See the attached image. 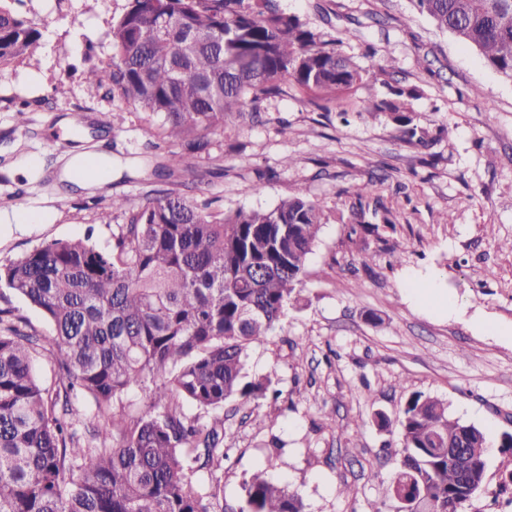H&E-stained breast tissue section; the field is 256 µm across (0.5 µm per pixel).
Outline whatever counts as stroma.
<instances>
[{
	"label": "stroma",
	"mask_w": 512,
	"mask_h": 512,
	"mask_svg": "<svg viewBox=\"0 0 512 512\" xmlns=\"http://www.w3.org/2000/svg\"><path fill=\"white\" fill-rule=\"evenodd\" d=\"M275 4L320 40L341 38L361 67L381 64L384 82L417 89L409 115L430 142L405 141L391 115L365 109L384 82L317 105L291 87L259 101L256 116L226 124L191 171L157 179L153 167L175 149L155 134L161 117L86 79L111 66V25L128 0H20L41 50L0 72V213L36 208L50 220L0 232V265L56 239L88 235L111 249L126 216L116 211L104 223L99 215L115 197L132 207L150 190L170 189L222 215L268 209L304 189L326 220L300 299L247 362L250 377L270 378L280 396L225 405L214 506L239 499L263 470L306 512H395L399 433L378 427L375 413L396 417L418 391L491 439L512 431V82L412 0ZM70 152L110 161L111 179L69 184L62 158ZM369 181L395 221L374 234L353 229V189ZM412 281L432 282L458 312L409 299ZM511 472L512 452L492 449L484 487L462 512H512V495L497 492ZM345 484L355 495L342 494Z\"/></svg>",
	"instance_id": "35a3bbf8"
}]
</instances>
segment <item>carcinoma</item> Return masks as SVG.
I'll list each match as a JSON object with an SVG mask.
<instances>
[{
  "label": "carcinoma",
  "mask_w": 512,
  "mask_h": 512,
  "mask_svg": "<svg viewBox=\"0 0 512 512\" xmlns=\"http://www.w3.org/2000/svg\"><path fill=\"white\" fill-rule=\"evenodd\" d=\"M0 0V70L33 57L40 32ZM438 28L478 49L512 81V0H413ZM206 40L189 52L188 34ZM113 62L90 84L163 116L162 134L185 151L167 175L209 153L210 136L261 98L293 83L314 97L352 89L368 71L320 43L273 0H129L112 22ZM369 101L403 126L412 92L387 82ZM128 211L112 250L90 237L52 240L0 266V287L39 310L52 328V359L67 385L43 386L33 354L41 337L0 310V512H210L192 476L224 468V405L256 402L270 379L250 380V346L279 327L298 301L308 256L323 224L320 203L297 192L271 209L216 218L181 196L153 189ZM146 392V410L126 411ZM92 397L98 424L79 437ZM193 408L195 414L187 413ZM400 468L389 492L402 512H461L482 488L491 445L483 430L443 401L412 392L396 419ZM224 512H304L301 499L263 471Z\"/></svg>",
  "instance_id": "carcinoma-1"
}]
</instances>
